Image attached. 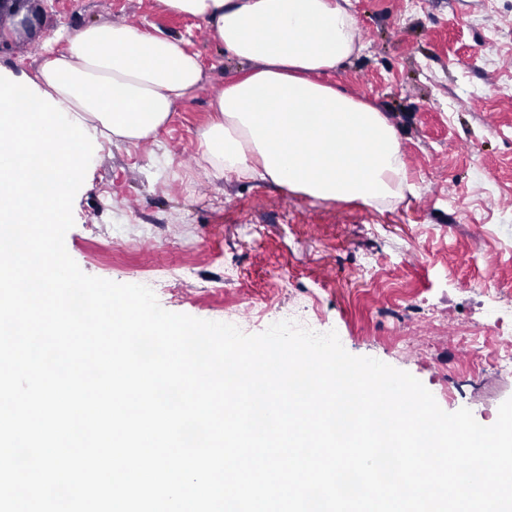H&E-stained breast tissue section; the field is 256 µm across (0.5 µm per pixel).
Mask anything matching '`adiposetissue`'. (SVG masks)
<instances>
[{"mask_svg": "<svg viewBox=\"0 0 512 512\" xmlns=\"http://www.w3.org/2000/svg\"><path fill=\"white\" fill-rule=\"evenodd\" d=\"M161 2L209 25L247 66L218 94V117L199 133L214 172L326 201L382 205L414 191L388 116L317 79L356 50L350 0ZM57 39H46L36 87L112 141L155 135L201 81L199 58L179 36L112 23L66 31L61 53L52 50Z\"/></svg>", "mask_w": 512, "mask_h": 512, "instance_id": "1", "label": "adipose tissue"}]
</instances>
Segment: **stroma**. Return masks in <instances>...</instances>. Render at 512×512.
<instances>
[{
	"label": "stroma",
	"instance_id": "obj_1",
	"mask_svg": "<svg viewBox=\"0 0 512 512\" xmlns=\"http://www.w3.org/2000/svg\"><path fill=\"white\" fill-rule=\"evenodd\" d=\"M361 49L326 75L384 112L398 130L416 194L374 207L322 201L269 181L215 176L200 131L242 64L205 24L158 0H41L34 31L14 27L0 70L35 76L45 39L88 23H125L186 37L203 67L199 88L156 136L104 145L73 201L66 250L91 276L144 279L160 305L230 322L237 300L275 299L246 334L291 320L336 331L352 355L421 381L438 405L485 410L512 397V377L485 370L450 396L476 358L461 332L512 335V0H351ZM154 227L157 243H112ZM190 226L194 253L169 247Z\"/></svg>",
	"mask_w": 512,
	"mask_h": 512
}]
</instances>
